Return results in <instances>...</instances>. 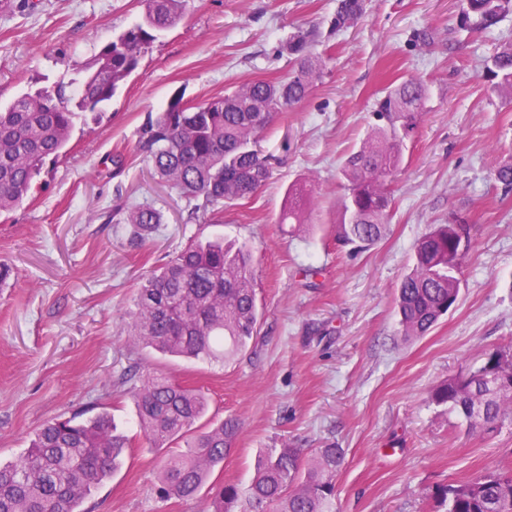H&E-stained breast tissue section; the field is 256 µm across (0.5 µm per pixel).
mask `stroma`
I'll list each match as a JSON object with an SVG mask.
<instances>
[{
  "label": "stroma",
  "mask_w": 512,
  "mask_h": 512,
  "mask_svg": "<svg viewBox=\"0 0 512 512\" xmlns=\"http://www.w3.org/2000/svg\"><path fill=\"white\" fill-rule=\"evenodd\" d=\"M144 9L142 0H12L0 12V104L82 79ZM335 11L336 0H188L0 216V461L23 453L45 422L77 413H110L132 441L82 512H210L206 489L191 500L157 496L162 456L129 394L133 375L153 369L201 389L210 419H237L215 482L247 486L259 454L275 448L336 446V512H435L436 486L512 468V424L472 431L429 399L486 351L512 349V189L494 179L512 159V101L485 70L512 42V15L483 29L461 25L459 0H367L364 18L336 33ZM301 29L316 30L325 76L265 130V185L207 206L163 183L139 149L148 113L177 95L199 104L286 76L279 48ZM408 75L428 96L391 183L389 228L370 249L343 248L341 162L370 131L377 97ZM297 180L312 182L321 215L305 233L280 221ZM134 205L159 210L164 224L139 239L131 225L106 222ZM452 217L471 241L459 299L426 336L404 340L396 290L417 241ZM215 237L252 251L260 317L247 348L226 362H190L134 344L128 324L143 277L190 240Z\"/></svg>",
  "instance_id": "obj_1"
}]
</instances>
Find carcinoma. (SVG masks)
I'll use <instances>...</instances> for the list:
<instances>
[{"instance_id":"obj_1","label":"carcinoma","mask_w":512,"mask_h":512,"mask_svg":"<svg viewBox=\"0 0 512 512\" xmlns=\"http://www.w3.org/2000/svg\"><path fill=\"white\" fill-rule=\"evenodd\" d=\"M187 0H144L141 21L128 27L95 55L79 86L27 92L0 107V214L27 196L43 161L68 143L81 111L109 102L135 71L157 34L176 25ZM365 13L364 0H337L333 29L355 25ZM512 13V0H462V20L476 18L490 27ZM314 35L297 31L281 45L288 57V75L276 81L243 83L224 96L190 106L176 98L148 114L140 148L158 178L189 198L205 204H231L250 197L269 175L261 149L262 134L273 116L302 102L324 75L323 57L313 52ZM489 72L495 88L512 98V44L492 59ZM427 85L407 76L375 102L377 124L341 167L344 194L339 201L337 239L367 247L378 242L391 219L390 178L401 169L407 142L418 127ZM312 187L288 186L282 220L302 230L312 223ZM118 224H130L143 237L163 223L151 207L118 209ZM455 222L436 224L415 247L412 270L396 295L401 334L406 340L427 335L456 304V276L469 249L467 227L462 242L452 239ZM128 336L140 345L171 357L197 360L231 358L256 333L258 307L246 244L215 239L191 244L146 277L138 289ZM500 376L493 396L485 397L487 379ZM138 423L151 448L183 449L161 464L158 498H195L210 472L230 451L238 432L232 418L200 426L207 399L167 373L138 376L133 387ZM431 399L446 404L471 428L486 433L512 423V350L492 349L483 362L451 376ZM481 406L489 430L473 415ZM131 441L114 431L106 413L81 420L75 415L42 426L30 447L15 460L0 463V512H81L93 488L122 464ZM343 450L316 448L305 462L295 448H281L258 457L247 489L226 483L215 488L212 512H332L336 473ZM434 496L446 512H512V468L438 487Z\"/></svg>"}]
</instances>
